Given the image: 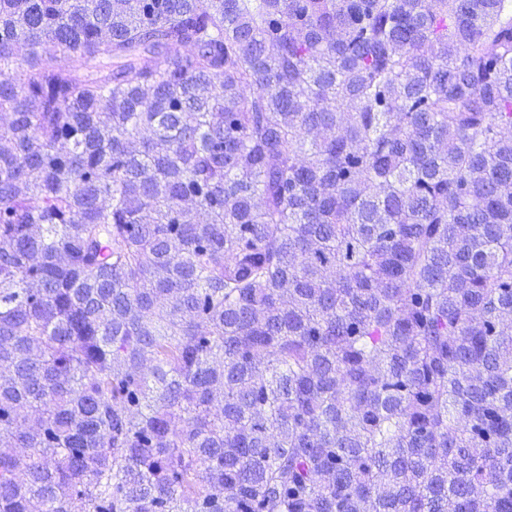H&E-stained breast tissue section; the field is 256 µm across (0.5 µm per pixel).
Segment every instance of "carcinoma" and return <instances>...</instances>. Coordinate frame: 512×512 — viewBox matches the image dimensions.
<instances>
[{"instance_id": "obj_1", "label": "carcinoma", "mask_w": 512, "mask_h": 512, "mask_svg": "<svg viewBox=\"0 0 512 512\" xmlns=\"http://www.w3.org/2000/svg\"><path fill=\"white\" fill-rule=\"evenodd\" d=\"M0 512H512V7L0 0Z\"/></svg>"}]
</instances>
